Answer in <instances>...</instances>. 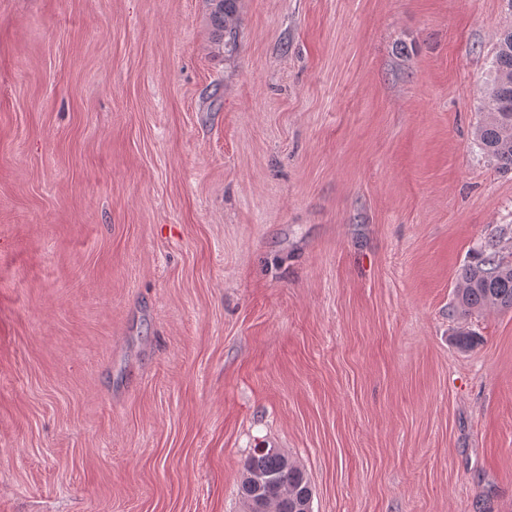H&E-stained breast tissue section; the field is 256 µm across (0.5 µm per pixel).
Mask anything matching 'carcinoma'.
<instances>
[{
	"label": "carcinoma",
	"instance_id": "1",
	"mask_svg": "<svg viewBox=\"0 0 512 512\" xmlns=\"http://www.w3.org/2000/svg\"><path fill=\"white\" fill-rule=\"evenodd\" d=\"M210 2L215 24L224 29L229 37L224 46L232 51L236 47L233 21L237 0ZM486 108L493 117L478 126L477 142L502 168L512 170V30L502 32L497 38ZM461 279V288L456 294V304L461 314L466 315L490 305L512 309V263L489 254L468 265ZM244 472L269 477L268 481L255 485L245 478L241 480L245 512H250L252 504L259 498L272 502L276 512H311L310 481L306 472L287 454L259 448L247 460Z\"/></svg>",
	"mask_w": 512,
	"mask_h": 512
}]
</instances>
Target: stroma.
Masks as SVG:
<instances>
[{
	"instance_id": "35a3bbf8",
	"label": "stroma",
	"mask_w": 512,
	"mask_h": 512,
	"mask_svg": "<svg viewBox=\"0 0 512 512\" xmlns=\"http://www.w3.org/2000/svg\"><path fill=\"white\" fill-rule=\"evenodd\" d=\"M512 0H0V512H512ZM472 348H457L458 331ZM212 7V18L215 24L224 29V35L228 34L229 40L224 41V48L233 51L236 47L233 29L234 16L236 14L237 0H209ZM493 77L486 108L493 117L477 128L480 148L501 165L512 170V30L502 32L496 42ZM461 279V288L456 294V304L461 314L466 315L490 305L512 309V263L489 254L468 265ZM247 472L256 477L269 476V480L253 485L245 478ZM240 486L245 512H251L259 498L272 502L275 512H311L312 487L306 472L279 449L272 452L258 448L245 464ZM253 507L267 511L262 500Z\"/></svg>"
}]
</instances>
